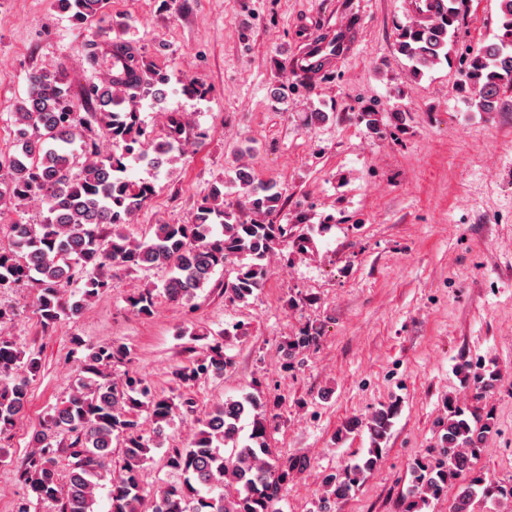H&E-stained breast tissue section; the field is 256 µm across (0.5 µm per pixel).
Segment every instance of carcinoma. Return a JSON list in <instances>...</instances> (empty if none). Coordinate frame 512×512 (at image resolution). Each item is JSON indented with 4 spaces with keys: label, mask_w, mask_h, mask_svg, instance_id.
Returning <instances> with one entry per match:
<instances>
[{
    "label": "carcinoma",
    "mask_w": 512,
    "mask_h": 512,
    "mask_svg": "<svg viewBox=\"0 0 512 512\" xmlns=\"http://www.w3.org/2000/svg\"><path fill=\"white\" fill-rule=\"evenodd\" d=\"M78 23L106 13L109 0H58ZM433 12L428 25L399 29L398 51L422 76L448 59V32L458 12L443 0H427ZM314 44L328 56L342 53L345 37L320 36ZM109 57L122 59L116 68L84 88V102L93 111L82 116L70 98L58 69H40L28 77L25 98L13 113L16 151L0 160V212L35 202L46 216L39 223L17 220L9 225L8 245L0 244V284L32 288L43 330L61 315H76L83 305L110 288L108 273L140 268L170 269L163 296L188 304L219 268L235 266V276L219 289L231 302L261 290L268 275L265 260L293 237L292 224L244 221L224 206V180L212 184L183 224H156L140 239L122 231L153 196L155 185L129 174L139 164L157 172L175 159L185 132L181 118L168 116L166 134L152 138L143 127L138 105L146 99L165 101L171 81L161 69L147 66L126 45L109 46ZM462 82L474 90L471 106L494 112L501 91L512 87V0H500L494 40L462 58ZM112 142L104 151L99 141ZM235 181L245 205L256 214H271L283 205V192L240 168ZM157 294L144 288L129 298L136 315H153ZM318 328L288 341L284 356L292 361L315 345ZM129 361V353L112 343L89 346L81 359L68 398L55 405L32 450L18 469L28 497L15 512H31L32 502H50L56 512H94L99 489H108L109 512H280L282 487L299 463L279 464L266 441L267 420L256 411L250 393L229 399L197 417L191 395L159 394L140 374L112 379L111 369ZM232 362L224 343L216 340L202 353L190 352L173 377L182 386L219 378ZM41 367L39 354L25 353L0 336V435L6 433L28 403L30 377ZM147 412L152 429L144 428ZM177 415L193 417L198 428L185 445H164L165 429ZM253 416L248 440L240 439V422ZM391 412L379 411L369 425L373 448L368 456L324 478L317 512H336L365 472L376 467ZM492 422H471L465 410L449 411L442 425L436 455L414 461L409 470L407 512H422L434 500H450L449 512H472L475 502L512 499V479L493 482L476 470L475 461L493 434ZM122 463L112 467L113 444ZM165 447L163 467L177 477L147 501L143 464L153 448Z\"/></svg>",
    "instance_id": "cac0c4a2"
}]
</instances>
